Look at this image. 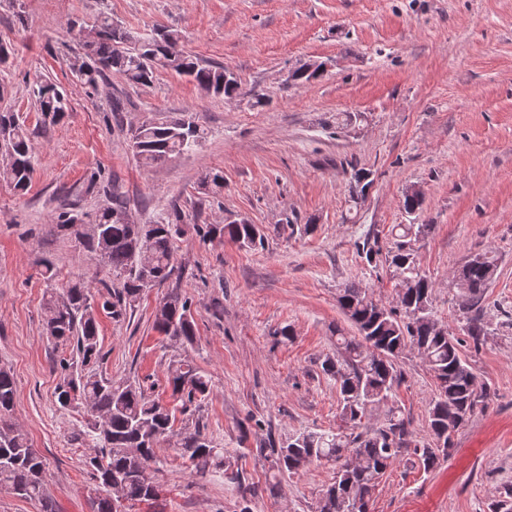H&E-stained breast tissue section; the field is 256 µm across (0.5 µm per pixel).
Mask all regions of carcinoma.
Here are the masks:
<instances>
[{
	"label": "carcinoma",
	"instance_id": "carcinoma-1",
	"mask_svg": "<svg viewBox=\"0 0 512 512\" xmlns=\"http://www.w3.org/2000/svg\"><path fill=\"white\" fill-rule=\"evenodd\" d=\"M176 30L159 29L151 37L137 40L120 25L101 14L86 31L84 55L70 61L81 82L97 85L114 72L130 84L146 85L159 66L193 78L206 93L233 98L240 83L222 66L204 65L179 49ZM44 123L55 125L68 110L67 95L51 81L33 89ZM204 130L187 115L142 124L131 130L134 155L144 165L165 162L196 146ZM0 180L17 192H25L32 179L35 153L31 132L19 116L0 111ZM202 188L217 195L224 188L222 172H209ZM109 202L95 215L63 211L53 220L54 231L74 238L100 258L119 288L100 306L92 304L90 284L71 280L65 288L47 289L43 304L47 337L63 350L56 363L60 382L56 404L62 410L83 408L89 413L85 441L91 448L86 458L92 479L103 486L107 475L121 482L127 502H143L159 494L154 481H145L144 471L160 463L158 452L165 441L204 475L220 466L224 449L202 433L200 427L174 430L175 414L152 398L136 382L114 383L96 372L104 359L98 336V312L113 319L126 314L141 297L172 279L175 273V242L184 233L180 208L174 206L167 219L156 224H132L123 219L128 211L120 187L113 183L104 190ZM202 241L217 236L242 247L264 243L255 224H195ZM395 246L385 262L399 278V302L387 308L373 299L369 288L351 281L339 291L338 303L357 328L359 337L337 336L336 355L320 362L321 372L333 379L340 394V418L346 430L307 431L281 442L268 441L261 449L272 478L295 474L323 460L336 463L333 482L317 504V512H371L370 501L379 479L410 447L412 433L398 408L388 406L395 387L404 378L398 360L411 349L425 363L435 386L436 397L429 409L428 427L434 446L414 448L423 470H432L440 454L452 445V433L478 408L486 406L490 393L477 386V377L461 340L439 324L432 311V281L416 263L412 242L427 235L429 224H401ZM496 271V260L488 253L471 257L459 272V310L465 319L464 332L470 349L477 353L488 329L477 315L485 289ZM154 329L174 341L194 344L196 324L191 302L179 289L168 292L154 312ZM172 396L181 401V412L204 400L210 392L209 379L198 368L180 363L171 367ZM17 389L11 371L0 367V488L39 502L42 512H55L45 487L46 463L32 447L28 435L12 419ZM388 407L378 427L364 424L372 413Z\"/></svg>",
	"mask_w": 512,
	"mask_h": 512
}]
</instances>
